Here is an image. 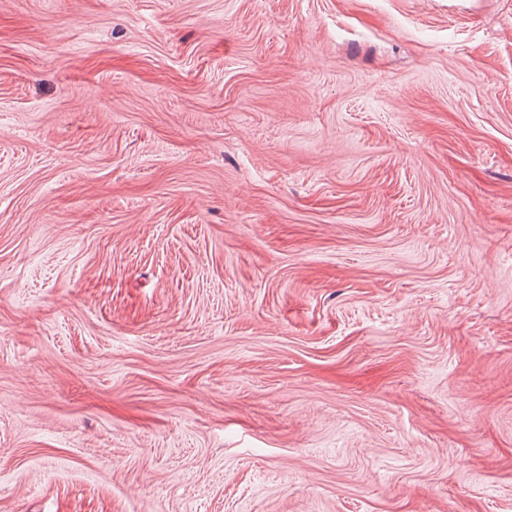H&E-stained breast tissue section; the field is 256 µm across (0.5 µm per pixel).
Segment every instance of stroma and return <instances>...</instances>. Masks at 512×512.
<instances>
[{"instance_id":"stroma-1","label":"stroma","mask_w":512,"mask_h":512,"mask_svg":"<svg viewBox=\"0 0 512 512\" xmlns=\"http://www.w3.org/2000/svg\"><path fill=\"white\" fill-rule=\"evenodd\" d=\"M0 512H512V0H0Z\"/></svg>"}]
</instances>
